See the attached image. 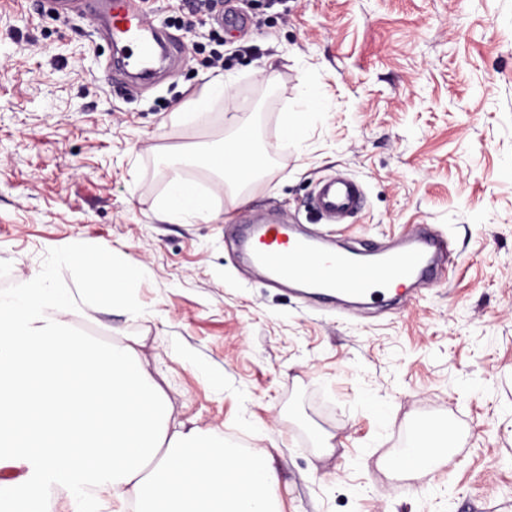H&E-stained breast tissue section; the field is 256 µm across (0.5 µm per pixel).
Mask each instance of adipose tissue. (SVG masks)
I'll return each mask as SVG.
<instances>
[{
    "label": "adipose tissue",
    "mask_w": 512,
    "mask_h": 512,
    "mask_svg": "<svg viewBox=\"0 0 512 512\" xmlns=\"http://www.w3.org/2000/svg\"><path fill=\"white\" fill-rule=\"evenodd\" d=\"M212 174L232 194L260 180V158L248 124H237ZM163 214L207 218L210 204L196 186L170 183ZM84 292L109 308L129 310L133 267L81 262ZM69 295L46 277L0 293V448L27 468L0 482V503L21 500L44 512L42 489L67 490L72 512H94L112 500L136 512H275L276 472L256 451L241 452L220 430L173 419L168 398L144 365L136 338L102 345L74 334Z\"/></svg>",
    "instance_id": "adipose-tissue-1"
}]
</instances>
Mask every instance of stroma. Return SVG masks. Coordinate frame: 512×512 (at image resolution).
Wrapping results in <instances>:
<instances>
[{
    "instance_id": "obj_1",
    "label": "stroma",
    "mask_w": 512,
    "mask_h": 512,
    "mask_svg": "<svg viewBox=\"0 0 512 512\" xmlns=\"http://www.w3.org/2000/svg\"><path fill=\"white\" fill-rule=\"evenodd\" d=\"M222 2L219 70L212 41L174 23L186 0H147L185 53L140 89L113 82L88 20L0 0V291L49 272L77 335L141 339L174 418L270 454L280 512H512V0ZM216 79L230 95L174 124ZM310 92L320 109L284 139ZM238 120L270 170L248 195L170 165ZM177 173L209 194L208 220L163 219ZM336 173L366 202L329 224L309 202ZM258 213L369 248L429 224L448 269L403 307L342 314L240 260L236 229ZM85 248L139 268L131 312L84 294L70 254ZM433 421L451 431L440 463L393 471Z\"/></svg>"
}]
</instances>
